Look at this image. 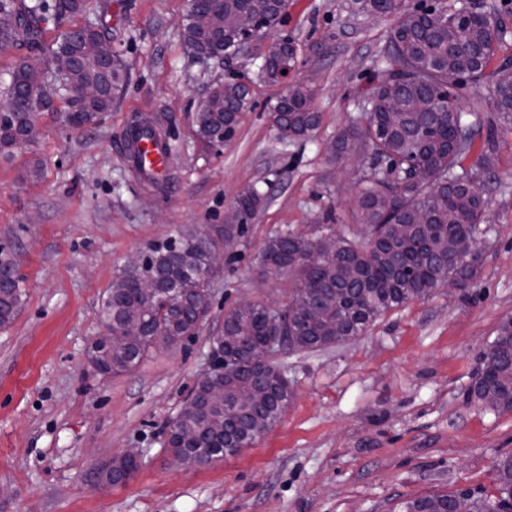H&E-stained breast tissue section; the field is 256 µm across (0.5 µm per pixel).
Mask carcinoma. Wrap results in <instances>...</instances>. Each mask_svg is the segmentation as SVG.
I'll list each match as a JSON object with an SVG mask.
<instances>
[{
	"label": "carcinoma",
	"instance_id": "cac0c4a2",
	"mask_svg": "<svg viewBox=\"0 0 512 512\" xmlns=\"http://www.w3.org/2000/svg\"><path fill=\"white\" fill-rule=\"evenodd\" d=\"M394 19L389 35L387 67L372 79L365 101L369 111L360 121L336 135L331 159L350 160L346 153L355 142L357 156L372 166L386 165L383 175L364 181L355 199L353 219L358 228L342 233L336 242V259L323 267L304 263L306 254L317 250L321 237L313 233L288 231L269 236L259 252L264 274L288 279V300L274 311L262 301H244L224 311L219 335L213 346L224 345L229 364L238 367L237 377H224V416L244 418L240 433L214 425L202 412L206 400L204 382L194 388L172 420L181 439L173 438L168 452L187 465H203L236 456L267 434L288 407V385L278 378L280 367L271 360L262 366L251 364L244 350L265 342L278 330L286 347L309 351L339 344L361 335L391 309L426 298L439 287L443 273L467 282L480 266L478 245L490 233L483 212L490 205L481 171L490 165L496 141L489 125L485 152L470 169L460 160L473 145L474 131L481 116L473 107L474 121L461 111L457 89L468 82L475 87L490 83V100L498 118L512 120V61L504 60L488 76L486 69L506 42V20L494 10H479L468 19H458L448 8L427 11L410 9L405 0H364ZM99 6L90 28L74 26L55 37L49 53L64 52L76 60L67 74L46 70V82L65 106L58 119L75 130L97 123L112 111L123 94L129 65L112 51L109 38V8ZM288 0H190L184 37L197 58L220 60L238 52L242 40L235 19L242 11H254L278 25L287 13ZM87 10L86 0H0V50L24 46L40 51L47 26ZM198 12H207L221 22L219 32L209 35L194 22ZM99 40L109 55L108 69L80 57L83 38ZM267 79L275 82L284 63L277 50L264 57ZM31 61L19 63L6 84L9 106L24 102L25 111L8 112L0 120V157H10L24 140L34 143L37 119L53 110V96L45 90H24V72ZM96 82L101 95L84 98L82 88ZM212 92L224 95L225 110L208 112L194 122L196 135L211 143L219 133L231 138L239 116L249 104L246 85L218 84ZM418 97L425 112H391L387 101L394 95ZM314 92L303 82L293 85L272 108L277 114L274 129L282 141L306 136L319 123L314 111ZM266 194L256 188L235 200L242 224L252 223L265 206ZM472 244L476 258L455 259L461 238ZM216 243L208 237L188 236L179 244H157L150 249L146 272L155 287H142V275L122 273L126 287L117 293L106 291L99 304L100 325L116 329L126 320L142 321L145 336L126 348L113 346V338L101 334L90 344L88 356L103 375L129 373L151 349L174 345L195 335L209 315V307L188 299L186 290L205 289L194 273L202 269ZM24 277L12 252L0 246V323L13 317L22 301ZM496 356L480 367L469 394L488 401L493 412L512 411V318L501 322L492 341ZM259 385L265 398L239 414L233 406ZM140 463L129 462L122 470L102 472V481L118 485L129 479ZM498 494L475 495L469 491L428 495L402 503V512H512V455L497 465Z\"/></svg>",
	"mask_w": 512,
	"mask_h": 512
}]
</instances>
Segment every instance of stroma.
Instances as JSON below:
<instances>
[{"instance_id": "1", "label": "stroma", "mask_w": 512, "mask_h": 512, "mask_svg": "<svg viewBox=\"0 0 512 512\" xmlns=\"http://www.w3.org/2000/svg\"><path fill=\"white\" fill-rule=\"evenodd\" d=\"M188 9L189 0H114L112 49L130 65L125 93L81 131L40 118L34 144L0 157V245L26 277L21 304L0 325V512H394L426 495L496 494L512 412L489 411L467 392L483 349L512 317V122L503 120L482 175L492 232L463 290L388 311L340 344L282 356L288 407L240 455L189 466L166 451L167 427L208 368L225 309L288 295L286 280L258 272L266 237L349 223L371 170L330 162L327 147L359 118L393 25L361 0H288L273 35L295 43L296 79L315 90L320 122L282 143L271 112L286 87L258 69L268 39L200 62L184 42ZM229 70L250 104L216 150L197 137L193 114ZM140 116L161 117L177 146L172 182L160 190L115 154ZM251 188L268 204L216 276L197 335L151 349L130 373L96 374L87 349L125 263L172 239L217 237L225 207ZM129 450L140 470L104 485L103 466Z\"/></svg>"}]
</instances>
